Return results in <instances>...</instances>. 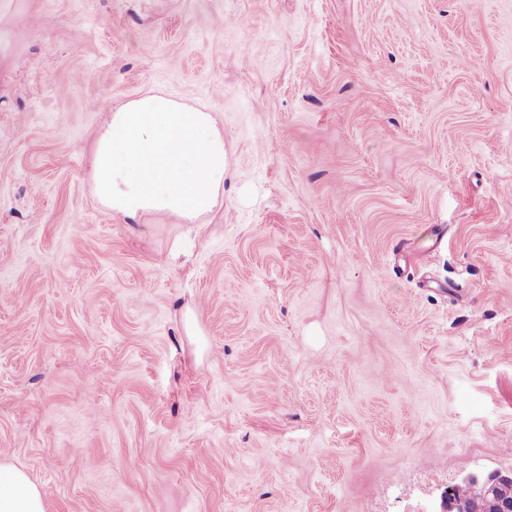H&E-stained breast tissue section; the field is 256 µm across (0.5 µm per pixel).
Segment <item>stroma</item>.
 I'll return each instance as SVG.
<instances>
[{"label":"stroma","instance_id":"stroma-1","mask_svg":"<svg viewBox=\"0 0 512 512\" xmlns=\"http://www.w3.org/2000/svg\"><path fill=\"white\" fill-rule=\"evenodd\" d=\"M224 205L95 193L109 107ZM0 462L44 512H434L512 471V0H0ZM107 113L92 175L112 211L131 220L163 211L192 222L224 205V134L209 112L145 96Z\"/></svg>","mask_w":512,"mask_h":512}]
</instances>
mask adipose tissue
Instances as JSON below:
<instances>
[{"label": "adipose tissue", "mask_w": 512, "mask_h": 512, "mask_svg": "<svg viewBox=\"0 0 512 512\" xmlns=\"http://www.w3.org/2000/svg\"><path fill=\"white\" fill-rule=\"evenodd\" d=\"M92 175L97 195L126 218L163 211L191 222L224 203V135L210 113L145 96L109 112ZM0 512H43L38 486L5 464Z\"/></svg>", "instance_id": "adipose-tissue-1"}]
</instances>
